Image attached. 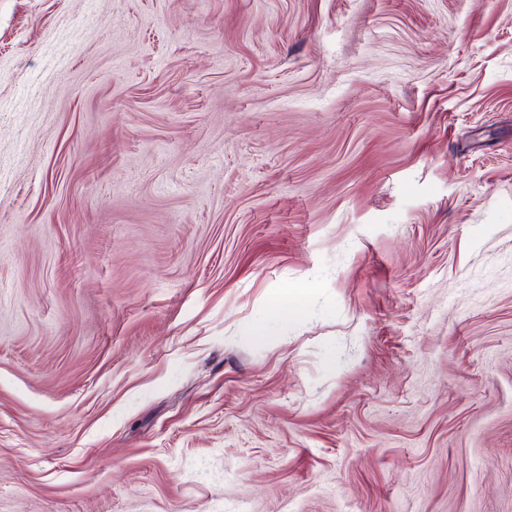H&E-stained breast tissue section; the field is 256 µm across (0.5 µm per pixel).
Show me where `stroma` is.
Segmentation results:
<instances>
[{"label": "stroma", "mask_w": 512, "mask_h": 512, "mask_svg": "<svg viewBox=\"0 0 512 512\" xmlns=\"http://www.w3.org/2000/svg\"><path fill=\"white\" fill-rule=\"evenodd\" d=\"M0 512H512V0H0ZM304 289L295 288L289 290L284 296H282L272 308V315L283 323H289L298 313V309L294 305V302H302L307 298V294Z\"/></svg>", "instance_id": "35a3bbf8"}]
</instances>
